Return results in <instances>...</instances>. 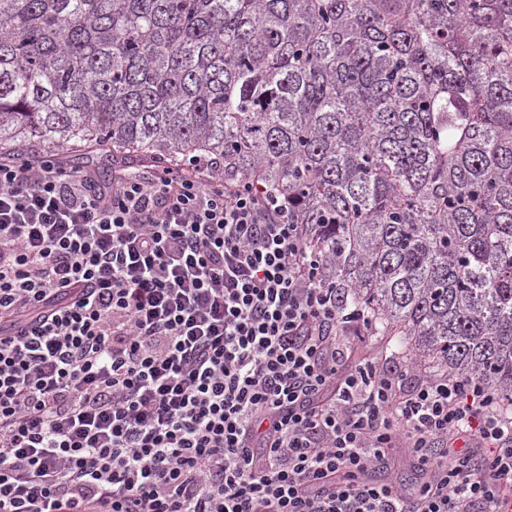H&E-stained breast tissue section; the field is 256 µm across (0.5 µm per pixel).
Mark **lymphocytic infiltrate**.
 <instances>
[{"label": "lymphocytic infiltrate", "mask_w": 512, "mask_h": 512, "mask_svg": "<svg viewBox=\"0 0 512 512\" xmlns=\"http://www.w3.org/2000/svg\"><path fill=\"white\" fill-rule=\"evenodd\" d=\"M321 266L215 159L0 156V512H512L501 399L349 364L372 321ZM402 454L412 494L372 478Z\"/></svg>", "instance_id": "1"}]
</instances>
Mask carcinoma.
<instances>
[{"label":"carcinoma","mask_w":512,"mask_h":512,"mask_svg":"<svg viewBox=\"0 0 512 512\" xmlns=\"http://www.w3.org/2000/svg\"><path fill=\"white\" fill-rule=\"evenodd\" d=\"M258 179L338 302L512 404V0H0V146Z\"/></svg>","instance_id":"obj_1"}]
</instances>
